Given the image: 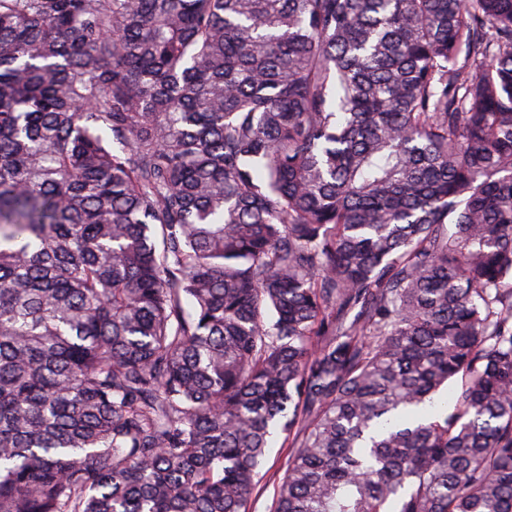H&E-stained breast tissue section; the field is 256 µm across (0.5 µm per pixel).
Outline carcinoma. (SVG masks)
<instances>
[{
  "instance_id": "obj_1",
  "label": "carcinoma",
  "mask_w": 512,
  "mask_h": 512,
  "mask_svg": "<svg viewBox=\"0 0 512 512\" xmlns=\"http://www.w3.org/2000/svg\"><path fill=\"white\" fill-rule=\"evenodd\" d=\"M278 429L273 512H512V0H0V512Z\"/></svg>"
}]
</instances>
